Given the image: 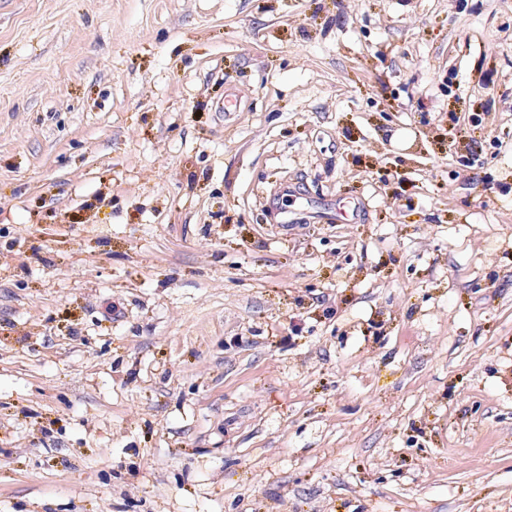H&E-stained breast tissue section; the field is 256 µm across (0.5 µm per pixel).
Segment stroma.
I'll use <instances>...</instances> for the list:
<instances>
[{"label":"stroma","mask_w":512,"mask_h":512,"mask_svg":"<svg viewBox=\"0 0 512 512\" xmlns=\"http://www.w3.org/2000/svg\"><path fill=\"white\" fill-rule=\"evenodd\" d=\"M0 512H512V0H0Z\"/></svg>","instance_id":"1"}]
</instances>
